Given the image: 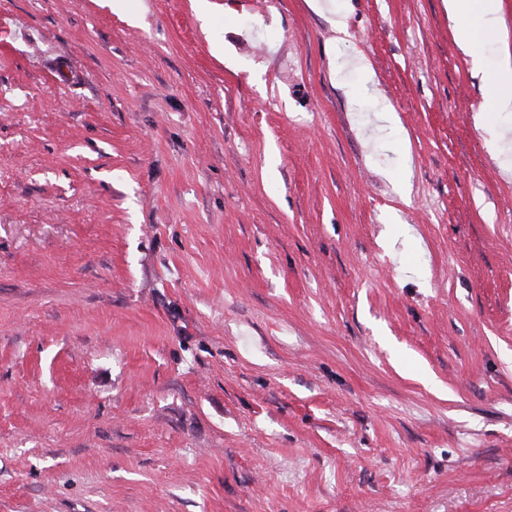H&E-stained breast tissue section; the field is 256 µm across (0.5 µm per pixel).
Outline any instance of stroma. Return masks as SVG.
Listing matches in <instances>:
<instances>
[{"label": "stroma", "mask_w": 512, "mask_h": 512, "mask_svg": "<svg viewBox=\"0 0 512 512\" xmlns=\"http://www.w3.org/2000/svg\"><path fill=\"white\" fill-rule=\"evenodd\" d=\"M263 2L0 0V512H512V113Z\"/></svg>", "instance_id": "1"}]
</instances>
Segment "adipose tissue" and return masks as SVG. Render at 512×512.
I'll list each match as a JSON object with an SVG mask.
<instances>
[{"label": "adipose tissue", "mask_w": 512, "mask_h": 512, "mask_svg": "<svg viewBox=\"0 0 512 512\" xmlns=\"http://www.w3.org/2000/svg\"><path fill=\"white\" fill-rule=\"evenodd\" d=\"M458 48L480 75L490 111L512 112V51L503 50L495 69H487L478 45L495 34L507 37L502 0H443Z\"/></svg>", "instance_id": "adipose-tissue-1"}]
</instances>
